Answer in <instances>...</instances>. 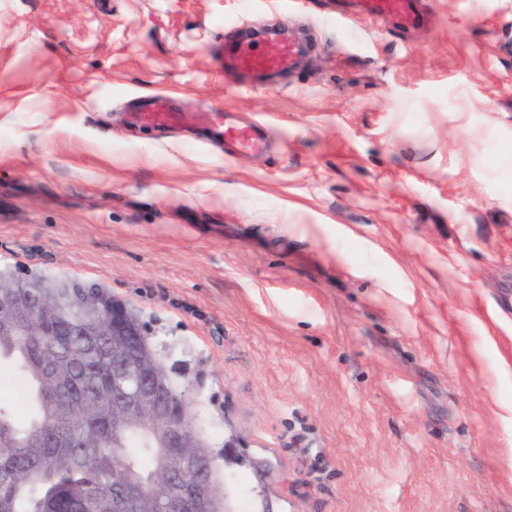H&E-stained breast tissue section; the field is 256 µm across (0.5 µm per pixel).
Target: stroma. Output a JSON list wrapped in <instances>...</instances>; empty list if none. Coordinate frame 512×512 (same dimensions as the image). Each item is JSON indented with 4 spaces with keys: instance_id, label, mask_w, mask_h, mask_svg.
I'll use <instances>...</instances> for the list:
<instances>
[{
    "instance_id": "1",
    "label": "stroma",
    "mask_w": 512,
    "mask_h": 512,
    "mask_svg": "<svg viewBox=\"0 0 512 512\" xmlns=\"http://www.w3.org/2000/svg\"><path fill=\"white\" fill-rule=\"evenodd\" d=\"M0 0V259L111 288L203 374L233 512H512V0ZM285 28L295 74L219 47ZM163 95L267 125L227 158ZM340 3L356 4L369 17L388 16L401 26H414L420 18L421 0H339ZM137 119L147 125L158 127H175L183 124L188 115L172 108L165 97H153L147 101Z\"/></svg>"
}]
</instances>
